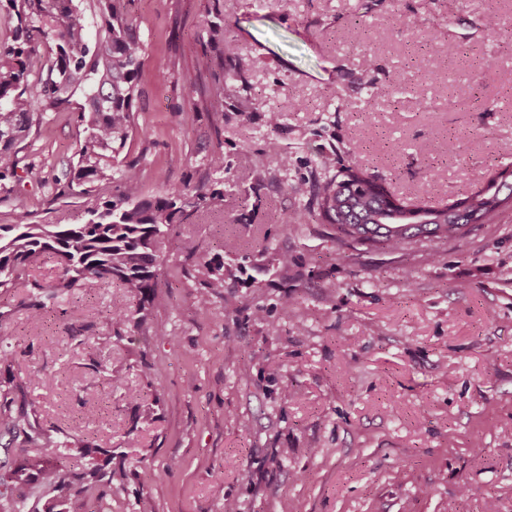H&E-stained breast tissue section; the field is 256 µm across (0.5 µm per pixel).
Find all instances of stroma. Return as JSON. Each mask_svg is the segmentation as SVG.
I'll list each match as a JSON object with an SVG mask.
<instances>
[{
    "label": "stroma",
    "instance_id": "35a3bbf8",
    "mask_svg": "<svg viewBox=\"0 0 512 512\" xmlns=\"http://www.w3.org/2000/svg\"><path fill=\"white\" fill-rule=\"evenodd\" d=\"M130 8L145 63L119 159L137 164L143 197L216 198L174 225L145 323L113 331L129 298L109 279L38 321L37 289L0 290L13 354L0 394L50 440L79 417L92 444L121 449L112 512L142 497L154 512H512V209L391 252L340 245L289 190L331 177L327 156L434 203L512 169V0ZM213 22L234 58L209 43ZM370 79L389 96L370 98ZM241 98L252 111H235ZM84 135L76 109L48 113L0 177V225L22 210L80 224L88 196L115 195L109 180L70 186ZM273 147L287 165L263 164ZM213 261L220 296L206 286Z\"/></svg>",
    "mask_w": 512,
    "mask_h": 512
}]
</instances>
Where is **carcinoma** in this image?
Returning <instances> with one entry per match:
<instances>
[{"label": "carcinoma", "mask_w": 512, "mask_h": 512, "mask_svg": "<svg viewBox=\"0 0 512 512\" xmlns=\"http://www.w3.org/2000/svg\"><path fill=\"white\" fill-rule=\"evenodd\" d=\"M131 0H5L13 21L0 40V176L17 166V147L44 114L66 109L77 94L84 104L79 118L86 135L77 148L70 183L89 195L82 224H31L21 211L16 222L0 226V288H15L30 265L53 258L61 283L31 308L38 320L48 305L75 288L112 279L136 299L135 308H112V327L146 320L162 267L160 246L174 225L208 205L204 194L187 199L171 189L153 200L140 198L137 166L113 165L125 148L134 124L133 107L140 93L145 44ZM49 44L37 79H30L27 60L37 51L35 39ZM112 178L118 194L106 202L90 195L86 185ZM310 205L336 231L340 243L403 251L421 240L462 236L472 224H485L498 211L512 208V182L492 175L470 196L442 207L422 200L393 197L376 179L351 161L313 190ZM0 432L20 441L22 454L0 466V512H24L15 497L24 486L47 487L57 497L45 512H112L103 487L125 476L112 468L114 450L91 449L80 423H73L53 445L42 443L39 427L0 404ZM94 453L79 472L67 467L70 451Z\"/></svg>", "instance_id": "cac0c4a2"}]
</instances>
